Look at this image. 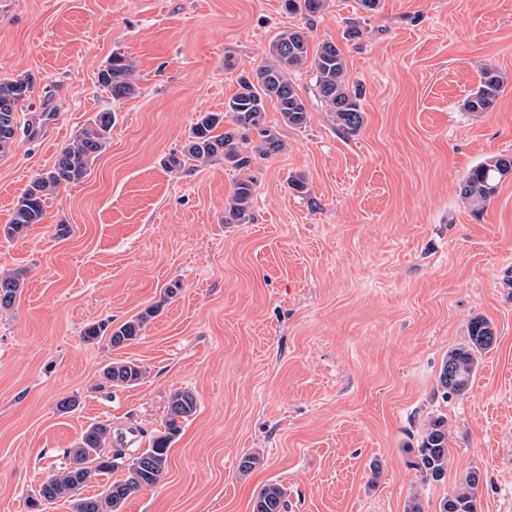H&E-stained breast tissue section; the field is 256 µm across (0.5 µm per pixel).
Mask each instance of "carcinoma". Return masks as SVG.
Here are the masks:
<instances>
[{
    "label": "carcinoma",
    "mask_w": 512,
    "mask_h": 512,
    "mask_svg": "<svg viewBox=\"0 0 512 512\" xmlns=\"http://www.w3.org/2000/svg\"><path fill=\"white\" fill-rule=\"evenodd\" d=\"M290 12L310 16L323 13L327 0H286ZM307 70L312 76L316 97L332 118L336 130L344 136H354L364 124L359 84L348 76L347 60L339 46L324 41L312 48L308 33L302 29H287L275 35L267 57L248 76L240 79L239 90L224 102L222 112H202L193 125L181 155L170 154L165 166L173 171L184 168L189 161L206 164L222 158L224 163L240 173L233 188L226 223L243 221L254 192L250 166L257 158L267 159L280 154L285 147L279 131L263 125L266 105L276 103L282 122L292 128L304 127L309 111L296 90L291 74ZM98 82L111 95L121 100L137 92L134 66L122 54H114L98 74ZM505 84L504 76L494 67L482 70L479 85L467 98L464 108L473 113L488 111L498 100ZM33 82L27 76L0 80V157L13 151L17 137V108L30 97ZM114 113H97L92 122L64 146L53 166L37 174L19 196L9 223L0 225V236L9 240L19 237L43 221L49 199L62 186L85 179L91 164L106 149L112 132ZM512 175V156L488 157L472 166L459 184L463 201L482 209L495 196L500 183ZM20 278L14 274L0 275V309L10 308L20 291ZM157 313L149 308L134 318L114 327L98 323L83 331L86 343H95L109 336L114 347L133 341ZM495 339L493 325L484 318L471 321L467 341L448 351L443 362L439 383L446 392L459 394L468 390L482 355ZM147 374V369L132 361L113 362L103 370L105 383L112 386H134ZM196 411V400L186 390L174 392L169 402V417L165 431L155 437L151 447L134 457L118 450L104 452V443L111 428L98 423L90 426L69 449V467L50 475L33 491L29 503L36 509L59 498L72 500L75 512H120L131 494L155 488L166 469L173 437L180 423ZM129 464H124V461ZM448 425L442 417L430 420L422 436L413 466L425 482L444 480L448 470ZM125 466L126 479L114 481L101 493L83 497L81 490L91 481ZM481 479L478 471H470L462 482L442 501L441 512H477L476 493ZM286 492L277 483L265 485L258 493L253 512H287Z\"/></svg>",
    "instance_id": "cac0c4a2"
}]
</instances>
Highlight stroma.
Here are the masks:
<instances>
[{"instance_id":"obj_1","label":"stroma","mask_w":512,"mask_h":512,"mask_svg":"<svg viewBox=\"0 0 512 512\" xmlns=\"http://www.w3.org/2000/svg\"><path fill=\"white\" fill-rule=\"evenodd\" d=\"M287 27L342 47L365 122L339 134L310 75H296L310 119L290 128L268 107L286 148L252 165L248 217L228 224L236 171L163 162ZM116 52L139 87L121 101L98 82ZM488 65L505 88L475 116L463 103ZM27 74L34 90L0 158V224L98 112L116 119L43 223L0 237V273L23 280L0 311V512H31V490L92 424L110 426L112 449L129 427L152 442L178 390L196 411L158 486L121 512H252L269 483L288 512H405L415 494L440 512L473 468L478 512H512V175L482 211L459 195L471 166L512 156V0H379L372 12L328 0L311 19L284 0H0V79ZM151 306L129 346L82 339ZM477 317L496 340L469 390L444 395L442 362ZM127 359L147 376L102 386V369ZM437 416L448 472L425 483L412 461ZM252 454L259 464L241 471Z\"/></svg>"}]
</instances>
